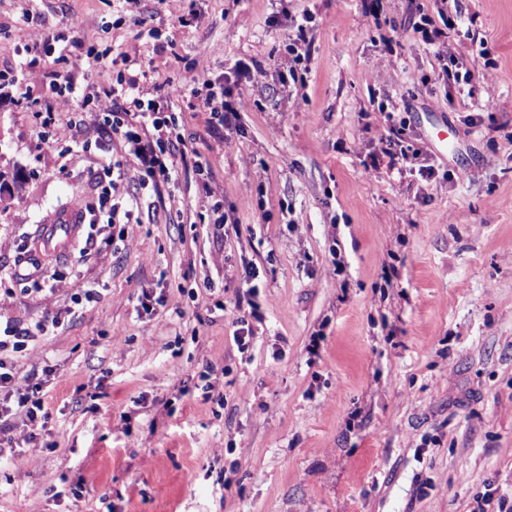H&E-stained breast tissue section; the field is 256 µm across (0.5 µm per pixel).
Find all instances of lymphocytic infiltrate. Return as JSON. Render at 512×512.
<instances>
[{
  "label": "lymphocytic infiltrate",
  "instance_id": "f902f5d3",
  "mask_svg": "<svg viewBox=\"0 0 512 512\" xmlns=\"http://www.w3.org/2000/svg\"><path fill=\"white\" fill-rule=\"evenodd\" d=\"M87 68L83 75L66 74L54 84V98L44 106L41 121L44 138H51L60 115L58 101L74 99L81 87L91 86L107 73L116 78L105 91L101 109L106 112L103 131L106 140L118 141L123 152L113 157L106 167L109 179L98 195V210L108 216L112 226L132 223L138 202L144 194H160L164 185L177 175L179 158L187 152L189 143L180 131L181 118L168 104L162 83L155 71L141 60L123 56V71L113 72L112 59L95 51L86 53ZM203 93L198 107L208 112L213 127L233 130L239 119L238 107L230 92L212 79H203ZM403 127L389 126L387 135L378 140L377 155L387 161L388 168L398 166L417 171L425 179L431 178L435 167L422 151L405 146ZM52 319L45 318L22 326L13 322L0 328V390L7 400L0 404V427L7 426L15 414H23L30 426H38L45 417L41 396L42 382L38 372H31L24 391L14 390V374L9 354L22 352L37 337L47 335L53 327Z\"/></svg>",
  "mask_w": 512,
  "mask_h": 512
}]
</instances>
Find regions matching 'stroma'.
<instances>
[{
  "label": "stroma",
  "mask_w": 512,
  "mask_h": 512,
  "mask_svg": "<svg viewBox=\"0 0 512 512\" xmlns=\"http://www.w3.org/2000/svg\"><path fill=\"white\" fill-rule=\"evenodd\" d=\"M199 4L183 27L185 0H142V27L112 0H0L5 78L64 19L80 43L40 56L25 98H0V321L61 322L12 356L16 388L42 370L48 419L31 446L13 417L0 512H512V0H448L456 26L433 45L415 26L434 0H290L313 17L292 96L280 0ZM89 49L151 61L210 173L182 162L122 241L99 214L98 248L80 227L34 261L42 224L95 205L92 174L112 160L103 113L78 99L41 137L51 83ZM450 51L472 97L437 75ZM250 59L262 76L234 83ZM198 70L224 77L239 130L190 108ZM387 101L430 180L374 164ZM253 286L263 319L242 350L237 299ZM84 288L98 297L75 306Z\"/></svg>",
  "instance_id": "stroma-1"
}]
</instances>
